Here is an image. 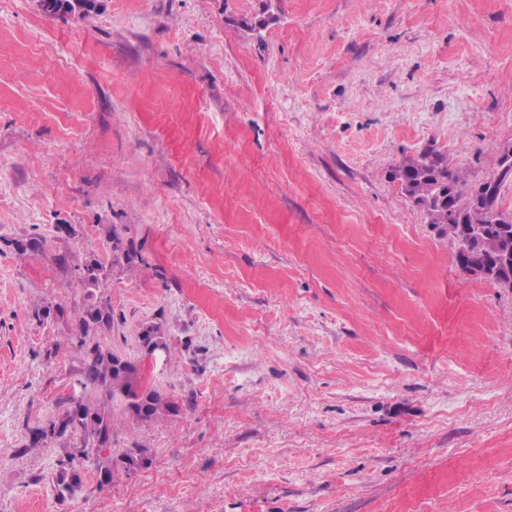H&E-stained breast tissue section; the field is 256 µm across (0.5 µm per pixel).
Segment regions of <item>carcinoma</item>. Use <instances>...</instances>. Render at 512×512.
<instances>
[{
  "label": "carcinoma",
  "mask_w": 512,
  "mask_h": 512,
  "mask_svg": "<svg viewBox=\"0 0 512 512\" xmlns=\"http://www.w3.org/2000/svg\"><path fill=\"white\" fill-rule=\"evenodd\" d=\"M98 0H40L42 9L51 15H89ZM405 192L411 198L432 205L437 235L448 239L453 258L467 273L503 288H512V279H503L491 272L482 274L476 268L493 261L492 252L512 247V214L501 209L499 194L493 192L490 181L470 185L462 172L448 165L443 154L428 147L415 158L401 165ZM104 273L103 263L94 259L77 268L78 284L96 288ZM112 329V309L92 305L82 319V332L74 337L73 346L84 355L85 387L103 388L112 394L119 391L135 409V416L149 422L158 414L175 409L152 388L139 382V372L129 361L112 360L114 354L103 347L97 333ZM64 429L78 431L93 438L98 448L111 442V421L102 412L76 398L64 416ZM74 457L59 462L57 484L61 492H70L80 482L79 471L73 466ZM128 472L146 467L149 458L141 448H133L120 458Z\"/></svg>",
  "instance_id": "obj_1"
}]
</instances>
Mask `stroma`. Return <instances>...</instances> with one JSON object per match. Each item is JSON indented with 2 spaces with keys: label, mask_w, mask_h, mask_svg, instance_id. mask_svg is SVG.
<instances>
[{
  "label": "stroma",
  "mask_w": 512,
  "mask_h": 512,
  "mask_svg": "<svg viewBox=\"0 0 512 512\" xmlns=\"http://www.w3.org/2000/svg\"><path fill=\"white\" fill-rule=\"evenodd\" d=\"M99 3L0 0V512H512V288L391 178L429 146L497 174L512 0ZM92 301L177 412L82 387ZM73 396L149 465L34 438ZM98 0H41L42 9L51 15L81 14L87 16L97 7ZM104 273V266L100 260L93 259L92 261L77 268L76 278L78 284L83 288H97L101 282V277ZM74 457H68L66 460L59 462V470L57 475V484L61 491L71 492L80 482L79 471L73 466Z\"/></svg>",
  "instance_id": "stroma-1"
}]
</instances>
